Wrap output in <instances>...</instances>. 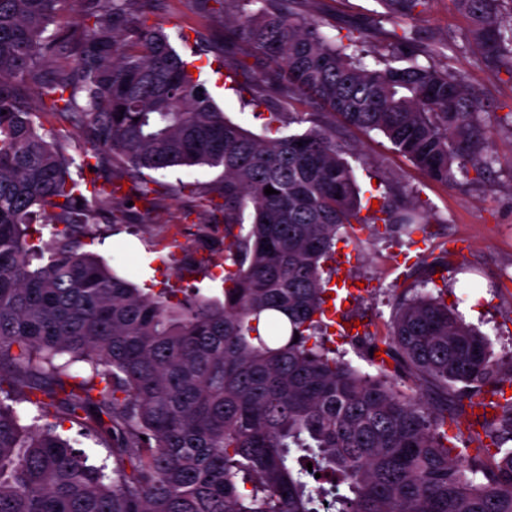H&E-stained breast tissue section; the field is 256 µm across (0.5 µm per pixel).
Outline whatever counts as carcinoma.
I'll list each match as a JSON object with an SVG mask.
<instances>
[{"label": "carcinoma", "mask_w": 512, "mask_h": 512, "mask_svg": "<svg viewBox=\"0 0 512 512\" xmlns=\"http://www.w3.org/2000/svg\"><path fill=\"white\" fill-rule=\"evenodd\" d=\"M214 2L236 9L241 51L263 61L257 74L228 48L227 77L266 131L322 104L436 182L490 169L481 94L415 26L430 0H379L373 64L299 0ZM452 2L482 63L512 76L500 0ZM64 3L91 24L47 34ZM135 3L0 0V512H321L327 497L333 512H512V450L468 462L448 437L476 406L506 412L482 424L496 448L502 425L512 431V401L500 403L512 367L487 336L420 294L395 304L385 336L364 333L386 355L374 375L315 340L330 327L323 265L339 229L410 237L427 215L385 196L372 208L330 127L260 137L229 120ZM71 133L91 146L89 182L71 177ZM204 166L222 169L194 192L223 199L207 259L224 261L223 298L145 294L83 250L100 198L112 199L107 223L124 224L130 198L166 195L156 175ZM105 170L131 195L117 198ZM38 222L48 238L30 231ZM66 421L112 463H89L59 432Z\"/></svg>", "instance_id": "cac0c4a2"}]
</instances>
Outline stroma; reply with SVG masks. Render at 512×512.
<instances>
[{"label":"stroma","instance_id":"35a3bbf8","mask_svg":"<svg viewBox=\"0 0 512 512\" xmlns=\"http://www.w3.org/2000/svg\"><path fill=\"white\" fill-rule=\"evenodd\" d=\"M301 8L331 24L362 27L382 10L379 0H301ZM140 9L149 23L163 28L175 50L192 62L200 82L225 115L263 135V119L254 116L252 107L242 106L236 92L224 83V47L234 40L232 24L221 17H202L197 0H141ZM470 26L468 15L453 0H432L417 24L423 35L441 42L445 65L462 75L489 108L487 120L498 129L490 146L495 158L490 172H472L445 186L396 152L381 132L348 129L327 114L322 120L335 127L337 136L348 144L346 159L364 193L393 195L416 203L429 214L425 231L409 237L388 232L381 224L356 237L348 229L339 230L337 249L354 256L349 275L369 285L367 292L349 303L346 317L367 325L372 334L385 335L397 298L424 288L459 300L465 322L488 335L494 358L507 368L512 366V134L503 125L512 112V76L484 67L474 46L464 39ZM220 175V170L208 167L170 170L163 179L172 192L163 202L160 217L171 223V230L153 224L143 208L135 205L120 233H112L106 223L94 225L86 250L124 271L139 288L155 293L166 288H197L210 296L221 295L223 268L211 267L190 276L157 258L161 251L180 257L205 255L198 225L207 216L186 186L210 185ZM418 261L433 266L439 281L423 287L409 278L411 265Z\"/></svg>","mask_w":512,"mask_h":512}]
</instances>
